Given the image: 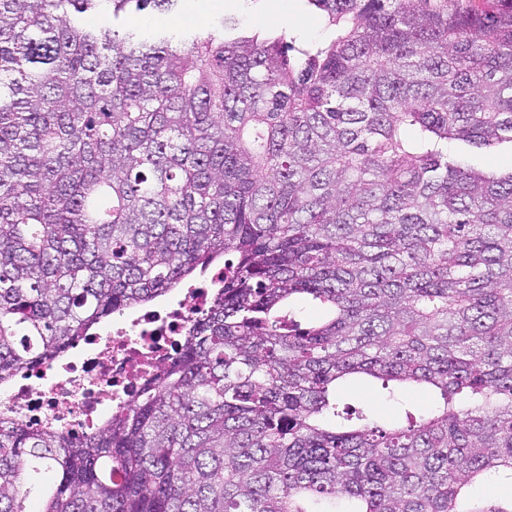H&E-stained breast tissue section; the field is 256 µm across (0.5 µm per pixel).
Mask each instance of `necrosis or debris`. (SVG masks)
<instances>
[{
  "label": "necrosis or debris",
  "instance_id": "1",
  "mask_svg": "<svg viewBox=\"0 0 512 512\" xmlns=\"http://www.w3.org/2000/svg\"><path fill=\"white\" fill-rule=\"evenodd\" d=\"M223 266L181 290L177 300L143 308L87 337L80 352L48 361L0 385V416L67 435L93 432L129 408L171 359L196 314L211 304Z\"/></svg>",
  "mask_w": 512,
  "mask_h": 512
}]
</instances>
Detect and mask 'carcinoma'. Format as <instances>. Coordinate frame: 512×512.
Listing matches in <instances>:
<instances>
[{"mask_svg": "<svg viewBox=\"0 0 512 512\" xmlns=\"http://www.w3.org/2000/svg\"><path fill=\"white\" fill-rule=\"evenodd\" d=\"M179 2L0 0V384L224 259L130 408L0 420V512H512L470 493L512 481V171L463 159L512 146V0L85 24ZM351 377L438 400L391 426ZM221 1V2H217ZM295 15L297 21L291 23ZM234 17L241 27L262 21L269 28L286 31L302 42L323 41L331 36L320 16L305 0H182L175 12H155L157 30L182 31L205 28L217 18Z\"/></svg>", "mask_w": 512, "mask_h": 512, "instance_id": "cac0c4a2", "label": "carcinoma"}]
</instances>
